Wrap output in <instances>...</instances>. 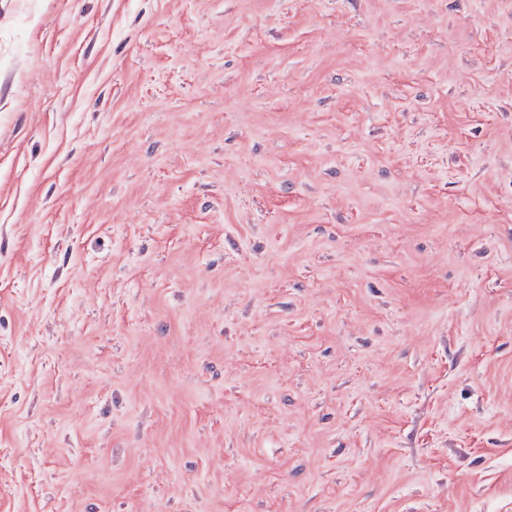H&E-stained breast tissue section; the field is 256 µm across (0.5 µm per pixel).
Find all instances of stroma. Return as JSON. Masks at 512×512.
Instances as JSON below:
<instances>
[{"instance_id": "35a3bbf8", "label": "stroma", "mask_w": 512, "mask_h": 512, "mask_svg": "<svg viewBox=\"0 0 512 512\" xmlns=\"http://www.w3.org/2000/svg\"><path fill=\"white\" fill-rule=\"evenodd\" d=\"M0 512H512V0H0Z\"/></svg>"}]
</instances>
